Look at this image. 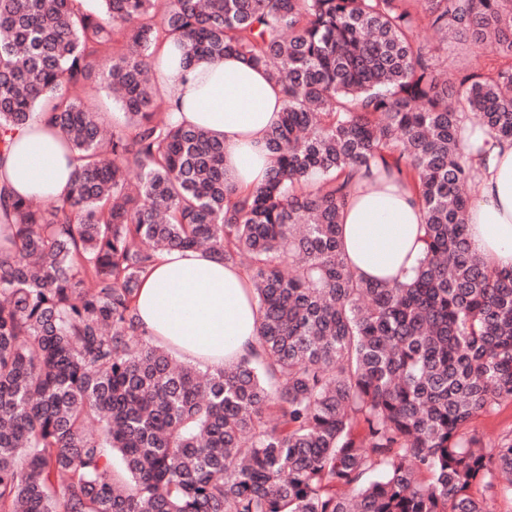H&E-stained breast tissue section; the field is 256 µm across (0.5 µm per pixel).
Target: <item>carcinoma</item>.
<instances>
[{
    "label": "carcinoma",
    "mask_w": 512,
    "mask_h": 512,
    "mask_svg": "<svg viewBox=\"0 0 512 512\" xmlns=\"http://www.w3.org/2000/svg\"><path fill=\"white\" fill-rule=\"evenodd\" d=\"M0 0V160L43 112L76 153L44 210L0 187V512H490L512 503V268L474 254L461 124L512 139V0ZM234 53L282 84L271 167L246 196L224 143L173 120L151 61ZM464 46L487 72L442 76ZM120 93L108 131L83 97ZM121 163H116V158ZM413 185L404 281L346 263L353 176ZM243 268L261 352L178 365L139 334L164 249ZM96 421L98 433L87 430ZM471 427L483 433L487 438H494L499 434L506 433L512 429V404H504L492 416L481 415L475 418Z\"/></svg>",
    "instance_id": "obj_1"
}]
</instances>
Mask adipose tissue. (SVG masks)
<instances>
[{
    "instance_id": "adipose-tissue-1",
    "label": "adipose tissue",
    "mask_w": 512,
    "mask_h": 512,
    "mask_svg": "<svg viewBox=\"0 0 512 512\" xmlns=\"http://www.w3.org/2000/svg\"><path fill=\"white\" fill-rule=\"evenodd\" d=\"M177 40L155 56L159 99L177 122L206 129L224 141L229 181L247 191L260 186L270 165L266 133L280 119L284 89L259 66L231 54L191 65ZM465 144L485 143L473 154L479 169L468 215L473 251L498 268H512V143L473 133ZM76 162L65 139L43 119L28 123L0 162V184L20 196L69 195ZM343 252L368 280L404 279L422 254L424 212L411 186L356 178L341 211ZM139 327L157 345L184 359L221 366L254 357L258 312L244 272L205 250L160 252L136 295Z\"/></svg>"
}]
</instances>
